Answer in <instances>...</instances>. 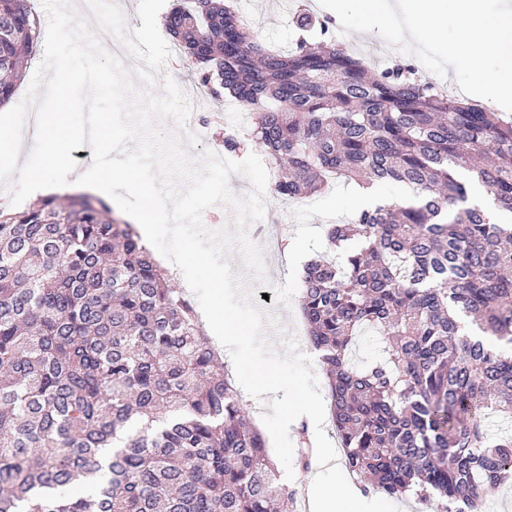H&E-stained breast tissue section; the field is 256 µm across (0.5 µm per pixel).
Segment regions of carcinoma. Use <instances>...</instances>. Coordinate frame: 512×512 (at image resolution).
<instances>
[{
    "label": "carcinoma",
    "instance_id": "carcinoma-1",
    "mask_svg": "<svg viewBox=\"0 0 512 512\" xmlns=\"http://www.w3.org/2000/svg\"><path fill=\"white\" fill-rule=\"evenodd\" d=\"M165 28L214 99L252 112L224 151L260 141L275 192L336 174L398 183L414 201L332 224L340 257L308 262L302 317L328 379L346 467L389 498L475 512L512 479V224L460 207L476 174L512 213V118L336 44L333 18L282 52L224 0H175ZM29 0H0V106L34 56ZM388 357L350 359L364 328ZM294 492L198 314L136 229L87 193L0 210V512H288Z\"/></svg>",
    "mask_w": 512,
    "mask_h": 512
}]
</instances>
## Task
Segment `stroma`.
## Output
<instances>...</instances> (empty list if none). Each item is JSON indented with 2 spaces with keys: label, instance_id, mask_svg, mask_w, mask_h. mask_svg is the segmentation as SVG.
I'll return each mask as SVG.
<instances>
[{
  "label": "stroma",
  "instance_id": "35a3bbf8",
  "mask_svg": "<svg viewBox=\"0 0 512 512\" xmlns=\"http://www.w3.org/2000/svg\"><path fill=\"white\" fill-rule=\"evenodd\" d=\"M305 0H291L288 8H280L277 0H238L237 6L242 16L255 23L263 41L271 46L288 48L293 46L299 32L293 23V16ZM336 39L347 48L360 55L374 59L377 69L383 70L396 62L413 64L418 78L435 86L445 88L455 80L454 73L438 76L427 69L417 57L401 53L390 47L377 32L337 31ZM352 186L351 181L339 180L325 193L293 201L268 194L267 217L276 221L272 236L251 235L250 240L259 247L262 256V271L249 268L244 260L241 244L235 235L239 230L237 210L231 203L212 206L202 213V223L207 231H226L231 239L224 250V261L242 290V295L260 313L278 312L283 329L276 334H264L267 347L276 355L285 357L290 353V343H298L300 349H309L307 336L295 335L294 329L301 325L300 288L298 271L293 268L285 251V242L291 238L300 239L307 257L327 254L326 227L330 224L350 223L351 214L336 213L332 205L336 197ZM264 281L273 285L284 284L288 293L284 302L264 303L259 300L250 286L253 282Z\"/></svg>",
  "mask_w": 512,
  "mask_h": 512
}]
</instances>
